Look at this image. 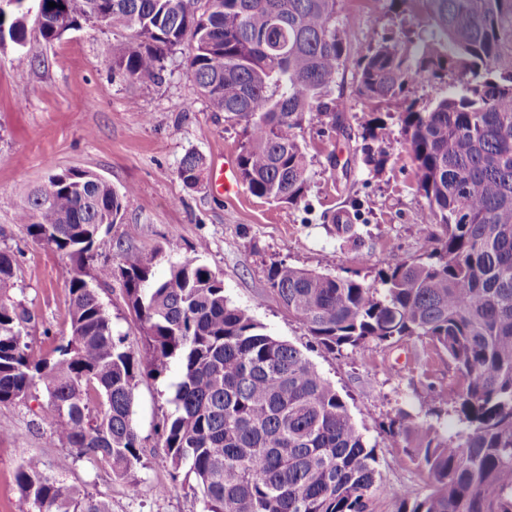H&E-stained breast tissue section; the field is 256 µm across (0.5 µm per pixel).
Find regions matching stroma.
Here are the masks:
<instances>
[{"instance_id": "stroma-1", "label": "stroma", "mask_w": 512, "mask_h": 512, "mask_svg": "<svg viewBox=\"0 0 512 512\" xmlns=\"http://www.w3.org/2000/svg\"><path fill=\"white\" fill-rule=\"evenodd\" d=\"M415 11L411 0L396 6L389 0H339L336 27L348 38L351 54L330 93L335 112L301 129L310 162L309 189L295 206L255 197L246 189L229 200L210 185L191 189L178 178L187 151L200 153L209 166L234 163L246 140L242 126L226 122L199 94L187 73V50L168 56L162 82L140 84L112 71L125 35L88 22L48 43L35 21H28L25 50L32 63L25 67L14 64L12 44L0 46V249L15 257L16 298L30 315L28 340L35 353L53 357L61 336L69 332V295L60 277L65 258L28 236L14 220L15 206L44 182L49 169L88 170L115 189L132 190L121 221L104 231L90 267L116 262L123 248L159 249L163 257L154 273L160 278L170 261L200 250L201 263L221 274L229 301L247 309L268 334L306 349L375 444L381 488L374 512H394L398 497L426 493V474L385 429L398 411L427 410L429 382H438L447 395L458 388L446 355L419 340L339 353L308 349L306 330L289 317L267 280L269 268L284 261L370 284L379 271L428 249V228L419 222L427 201L403 148L402 126L392 109L379 107L392 142L381 167L366 165L368 143L361 124L368 109L357 92L359 55L390 32L413 30ZM353 205L360 224L355 243L337 237L330 222L332 213ZM102 300L115 333L138 347L140 331L124 301L121 280H112ZM179 375L174 363L165 374L141 378L136 388L133 419L147 450L144 468L135 473L138 495L86 462L59 474V483L101 494L112 512H202L192 480L172 477L156 433L174 411ZM48 412L42 399L0 405V512L28 510L15 483L24 459L37 455L50 467L64 451L50 443L41 425Z\"/></svg>"}]
</instances>
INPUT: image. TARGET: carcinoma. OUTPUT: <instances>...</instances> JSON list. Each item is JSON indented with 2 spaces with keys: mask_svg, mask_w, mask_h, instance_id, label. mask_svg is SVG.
Instances as JSON below:
<instances>
[{
  "mask_svg": "<svg viewBox=\"0 0 512 512\" xmlns=\"http://www.w3.org/2000/svg\"><path fill=\"white\" fill-rule=\"evenodd\" d=\"M56 3L51 7L48 2ZM47 41L79 20L128 33L112 72L142 83L162 78L168 55L191 38L187 72L224 120L243 126L241 182L256 197L290 205L308 190L298 132L326 100L351 47L335 24L338 0H40ZM429 18L412 38H384L357 59L359 96L396 109L404 146L435 228L423 255L366 284L281 261L268 283L288 314L328 351L427 340L464 379L447 403L450 434L403 410L388 432L425 469L429 491L394 512H512V0H401ZM26 43L14 14L0 35ZM442 72L448 95L415 109L408 86ZM206 163L189 151L178 178L202 185ZM130 190L87 170H49L16 206L15 223L69 258V335L58 356L35 355L16 289L13 255L0 250V405L41 391L52 409L49 439L69 448L56 468L84 460L138 491L145 451L133 420L141 377L179 363L175 411L160 445L178 477L194 478L203 512H372L380 488L375 447L344 399L286 340L264 331L224 296L223 279L197 256L169 264L162 251L122 249L95 273L86 262L102 228L117 223ZM336 235L359 240L349 211ZM118 277L141 330L137 352L114 334L100 287ZM29 512H112L109 502L65 489L37 456L17 468Z\"/></svg>",
  "mask_w": 512,
  "mask_h": 512,
  "instance_id": "cac0c4a2",
  "label": "carcinoma"
}]
</instances>
